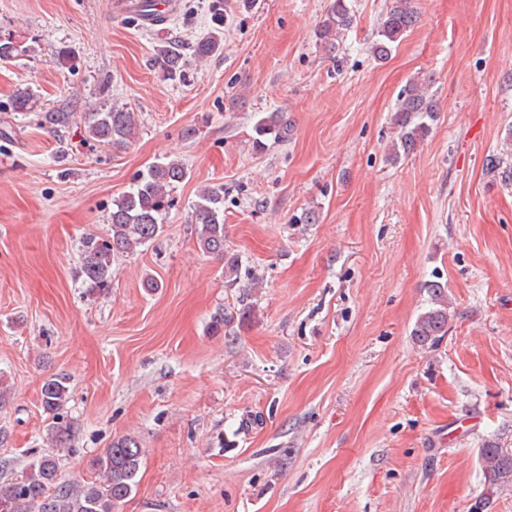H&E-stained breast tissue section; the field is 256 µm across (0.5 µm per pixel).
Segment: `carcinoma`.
Listing matches in <instances>:
<instances>
[{
    "label": "carcinoma",
    "mask_w": 512,
    "mask_h": 512,
    "mask_svg": "<svg viewBox=\"0 0 512 512\" xmlns=\"http://www.w3.org/2000/svg\"><path fill=\"white\" fill-rule=\"evenodd\" d=\"M354 14L349 0H330L326 18L318 30L319 43L332 56L339 51L345 32L353 24ZM419 19L413 0H395L386 12L371 46L372 54L384 60L393 44L399 42ZM222 50L216 36L199 40L192 49L193 58L202 61ZM32 48L11 38H0V62L10 63L28 55ZM156 56L166 76L181 77L186 66L185 48L172 39L161 38ZM431 78L412 82L403 89L394 108L393 123L399 129L394 155L408 154L430 134L436 120V106L425 88ZM35 96L30 89L17 90L13 110L30 112ZM137 129L135 113L125 107L103 104L85 113V131L89 139L112 147H123L134 138ZM291 123L283 112H266L255 124L256 144L262 148L268 138L284 140ZM488 171L496 174L505 186H512V164L502 158L490 160ZM188 172L175 159L149 166L136 185L114 201L107 237L87 234L82 237V261L78 278L89 294H101L112 287V259L118 254H133L138 248L156 240L164 230V218L171 206V192L183 182ZM196 240L200 250L224 259V279L230 284L240 275L241 266L235 255L224 254V187H207L198 193L194 204ZM428 308L420 313L411 330L415 342L422 347L437 346L448 335V286L440 281L426 284ZM69 399L67 378L53 375L41 387L45 412L59 414ZM489 486L469 507V512H487L504 485L512 483V448L487 443L480 449ZM144 450L132 436H121L95 460L100 480L65 484L59 482L58 459L50 454L39 456L21 478L0 486V512H118L120 505L136 489V477Z\"/></svg>",
    "instance_id": "1"
}]
</instances>
